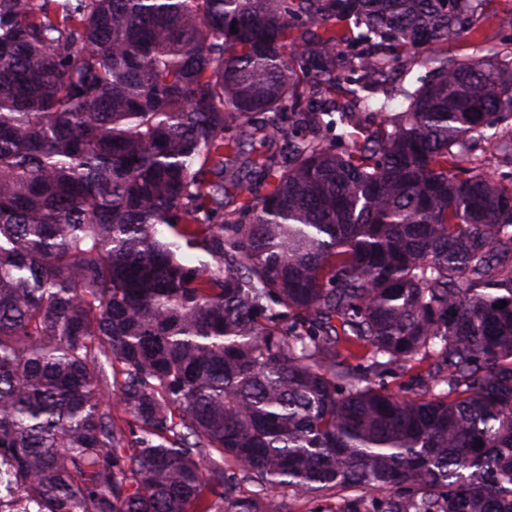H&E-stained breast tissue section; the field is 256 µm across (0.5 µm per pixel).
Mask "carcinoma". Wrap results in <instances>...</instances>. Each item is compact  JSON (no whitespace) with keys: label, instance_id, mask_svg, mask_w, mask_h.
Returning a JSON list of instances; mask_svg holds the SVG:
<instances>
[{"label":"carcinoma","instance_id":"1","mask_svg":"<svg viewBox=\"0 0 512 512\" xmlns=\"http://www.w3.org/2000/svg\"><path fill=\"white\" fill-rule=\"evenodd\" d=\"M485 2L0 0V494L512 512V51H441ZM267 147L260 143L259 139L247 140L243 147V154L238 164L237 169V186L230 187V193L246 192L248 183L252 176V160H261V155L264 154Z\"/></svg>","mask_w":512,"mask_h":512}]
</instances>
